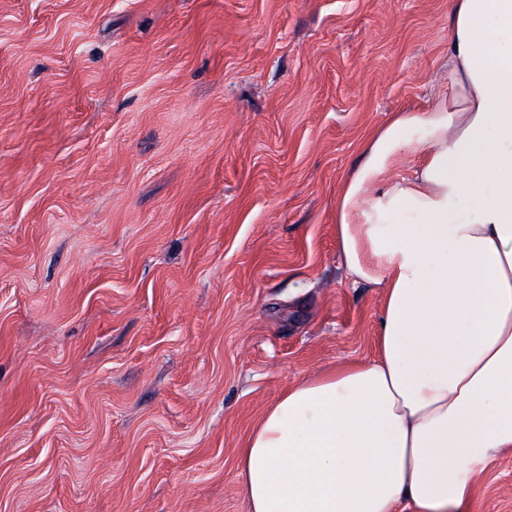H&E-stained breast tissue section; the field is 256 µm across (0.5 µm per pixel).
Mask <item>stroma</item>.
Segmentation results:
<instances>
[{
	"instance_id": "obj_1",
	"label": "stroma",
	"mask_w": 512,
	"mask_h": 512,
	"mask_svg": "<svg viewBox=\"0 0 512 512\" xmlns=\"http://www.w3.org/2000/svg\"><path fill=\"white\" fill-rule=\"evenodd\" d=\"M450 3L0 0V512H247L265 410L377 352L338 192Z\"/></svg>"
}]
</instances>
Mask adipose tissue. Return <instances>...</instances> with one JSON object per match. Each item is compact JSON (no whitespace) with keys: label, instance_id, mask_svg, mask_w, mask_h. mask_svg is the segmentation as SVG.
<instances>
[{"label":"adipose tissue","instance_id":"ef3b65f1","mask_svg":"<svg viewBox=\"0 0 512 512\" xmlns=\"http://www.w3.org/2000/svg\"><path fill=\"white\" fill-rule=\"evenodd\" d=\"M448 84L344 181L340 259L382 292L377 354L264 413L238 454L247 512H467L512 451V0H451Z\"/></svg>","mask_w":512,"mask_h":512}]
</instances>
